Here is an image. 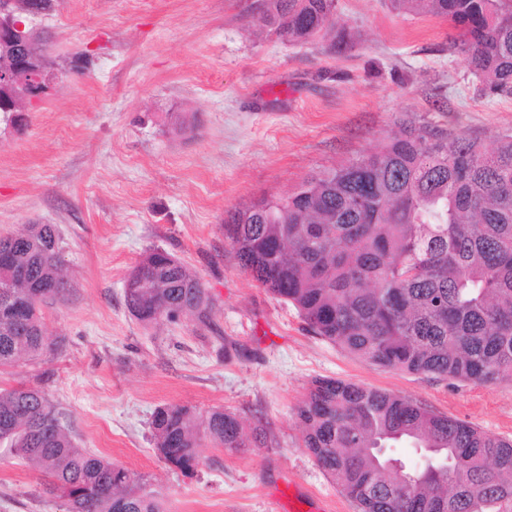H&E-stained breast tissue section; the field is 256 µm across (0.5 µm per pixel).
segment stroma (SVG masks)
<instances>
[{
	"instance_id": "1",
	"label": "stroma",
	"mask_w": 512,
	"mask_h": 512,
	"mask_svg": "<svg viewBox=\"0 0 512 512\" xmlns=\"http://www.w3.org/2000/svg\"><path fill=\"white\" fill-rule=\"evenodd\" d=\"M260 0H57L32 24L67 78L24 127L0 122V237L29 224L62 237L67 301L43 306L62 349L0 369V386L44 389L76 443L143 477L165 512H288L290 484L322 512H357L301 440L296 408L313 380L405 396L512 438V380H439L385 369L310 332L238 264L225 211L293 192L374 150L398 120L512 133V97L474 93L446 21L388 0H338L327 40L296 45L260 27ZM89 53L85 73L71 69ZM163 248L203 279L210 325H143L126 278ZM223 407L267 422L273 442L203 447L191 476L156 452V408ZM0 512H65L33 468L0 462Z\"/></svg>"
}]
</instances>
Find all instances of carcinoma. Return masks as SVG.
Masks as SVG:
<instances>
[{
	"instance_id": "cac0c4a2",
	"label": "carcinoma",
	"mask_w": 512,
	"mask_h": 512,
	"mask_svg": "<svg viewBox=\"0 0 512 512\" xmlns=\"http://www.w3.org/2000/svg\"><path fill=\"white\" fill-rule=\"evenodd\" d=\"M22 21L56 0H14ZM448 21L476 91L512 97V0H389ZM336 0H263L259 22L291 43L331 38ZM224 237L240 266L307 328L384 368L444 380L512 379V133L494 147L468 132L405 125L375 150L305 179L274 202L229 210ZM60 238L29 224L0 238V368L53 354L41 306L63 302ZM125 303L149 325L188 315L207 326L202 278L168 251L135 264ZM309 454L357 512H512V439L406 397L339 379L315 381L297 408ZM155 449L192 475L199 448L265 444L269 427L234 412L157 408ZM410 448L411 465L395 453ZM0 461L36 466L65 512H163L142 479L79 447L47 392L0 389Z\"/></svg>"
}]
</instances>
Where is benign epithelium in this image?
Returning a JSON list of instances; mask_svg holds the SVG:
<instances>
[{
	"label": "benign epithelium",
	"instance_id": "7a95c632",
	"mask_svg": "<svg viewBox=\"0 0 512 512\" xmlns=\"http://www.w3.org/2000/svg\"><path fill=\"white\" fill-rule=\"evenodd\" d=\"M13 5V0H0V47L10 39L18 51L16 65L0 72V103L16 113L17 122L22 124L26 117L16 112V102L33 103L47 98L54 91L58 79L54 77V67L47 58L29 52L33 42L32 31L15 17Z\"/></svg>",
	"mask_w": 512,
	"mask_h": 512
}]
</instances>
